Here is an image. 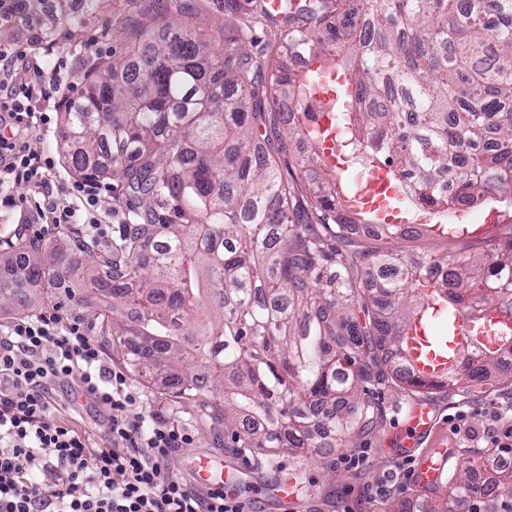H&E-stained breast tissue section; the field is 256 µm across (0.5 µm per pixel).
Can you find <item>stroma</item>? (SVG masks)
I'll use <instances>...</instances> for the list:
<instances>
[{
  "mask_svg": "<svg viewBox=\"0 0 512 512\" xmlns=\"http://www.w3.org/2000/svg\"><path fill=\"white\" fill-rule=\"evenodd\" d=\"M188 27L202 39L218 37L223 44H240L262 71L274 69L280 60V44L285 28L266 20L256 0H105L103 7L86 20L75 43L34 46L31 33L15 18L0 19L5 38L2 47H23L28 53L46 62L64 57L74 75L72 99H81L88 83L94 79L100 62L111 57L129 55L134 47L135 31L148 23ZM65 102L47 108V124L37 128L31 144L33 149L50 154L57 160L48 172L49 188L21 178L11 183L7 194H0V252L12 251L19 240L46 242L65 231L88 234V220L120 227L140 222L141 217L126 200V191L120 183L103 179L93 189L99 203L93 215L79 214L72 223H56V213L71 205L72 199L63 192V183L73 175L59 158L61 114ZM387 247L399 253L422 258L430 255L454 254L465 246L457 238H433L424 234L387 240ZM56 309L62 323L81 319L91 333L104 345L106 362L125 369L126 374L143 401L144 415L156 420L180 424L192 432L193 442L176 449L167 466L172 474L186 478L189 457L204 453L224 465L242 470V482L237 495L247 512H393L402 500L419 499L420 494L404 466H417L420 460L437 451H445L447 465L466 455L491 448L492 443L483 433L491 413L512 409V385L490 376L481 385L467 381L422 394L401 383L387 380L371 389L375 406L372 424L352 436L348 446L322 448L310 458H301L286 450L273 453H231L224 446L223 435L203 430L195 418L192 405L173 404L160 376L147 378L134 369L126 368L120 353L108 346L107 331L101 320L95 319L85 307L74 301L54 304L45 299L38 312ZM426 402L436 413L434 430L423 437L420 446L396 449L387 444L391 434L407 427L406 408L412 402ZM474 415V429L470 434L456 433L449 420L459 412ZM52 416L88 438L91 445H99L105 433V414L87 398H78L76 404L58 405ZM360 457L358 466H350L349 457ZM300 473L296 498L283 501L267 497L266 490L288 473Z\"/></svg>",
  "mask_w": 512,
  "mask_h": 512,
  "instance_id": "stroma-1",
  "label": "stroma"
}]
</instances>
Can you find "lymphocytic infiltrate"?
<instances>
[{
  "mask_svg": "<svg viewBox=\"0 0 512 512\" xmlns=\"http://www.w3.org/2000/svg\"><path fill=\"white\" fill-rule=\"evenodd\" d=\"M25 62L33 84L15 85L11 70ZM65 94L60 67L0 48V192L11 177L36 179L52 157L33 150L42 87ZM76 384L78 395L107 414L102 446L53 419L55 388ZM124 371L105 364L99 342L81 321L59 329L56 315L19 320L0 331V512H244L220 490L200 492L175 477L167 461L189 444L174 424L145 423ZM48 460L45 488L29 477Z\"/></svg>",
  "mask_w": 512,
  "mask_h": 512,
  "instance_id": "lymphocytic-infiltrate-1",
  "label": "lymphocytic infiltrate"
}]
</instances>
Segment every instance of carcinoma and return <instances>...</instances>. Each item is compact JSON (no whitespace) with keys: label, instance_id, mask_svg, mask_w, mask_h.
Instances as JSON below:
<instances>
[{"label":"carcinoma","instance_id":"carcinoma-1","mask_svg":"<svg viewBox=\"0 0 512 512\" xmlns=\"http://www.w3.org/2000/svg\"><path fill=\"white\" fill-rule=\"evenodd\" d=\"M101 0H55L36 43L78 38ZM283 0L286 60L265 79L252 58L170 25L136 31L138 46L102 65L81 100L61 116L69 170L94 182L110 174L145 206L101 254L93 242L18 243L22 278H0V309L35 307L64 294L56 267L69 253L86 261L82 286L109 287L97 316L126 348L135 370L164 369L170 396L195 406L202 426L231 447L306 454L372 423L369 387L393 377L429 393L454 377L421 379L405 353L411 326L435 303L474 327L487 306L512 318V232L469 239V253L408 260L379 247L359 250L353 224L394 239L446 223L487 195L512 201V0ZM40 0H0L32 23ZM504 18L487 28L484 16ZM308 65L296 70L293 62ZM327 63L350 87L336 124L345 163L383 169L404 222L345 200L342 172L301 151L282 176L265 130L282 128L279 149H316L328 132L289 109L315 95L313 65ZM496 139L495 149L482 140ZM447 277L434 283V269ZM512 345L473 349L464 363L481 384ZM493 452L466 458L444 478L440 503L425 496L399 512H512V465Z\"/></svg>","mask_w":512,"mask_h":512}]
</instances>
